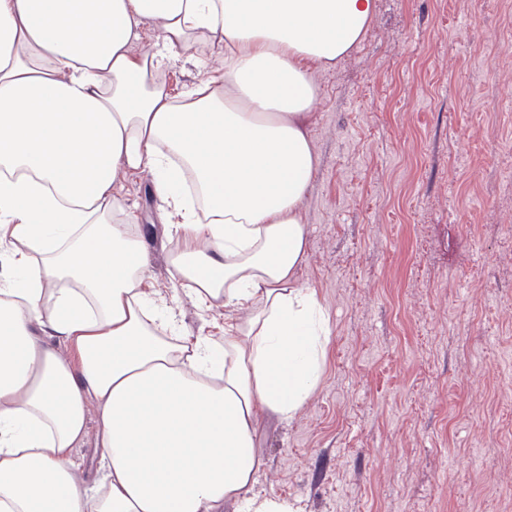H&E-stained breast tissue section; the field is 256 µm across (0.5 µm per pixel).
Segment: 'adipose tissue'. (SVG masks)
Here are the masks:
<instances>
[{
    "label": "adipose tissue",
    "instance_id": "obj_1",
    "mask_svg": "<svg viewBox=\"0 0 512 512\" xmlns=\"http://www.w3.org/2000/svg\"><path fill=\"white\" fill-rule=\"evenodd\" d=\"M373 8L0 0V512H291L254 486L261 424L302 411L330 337L296 275L311 72ZM200 39L224 67L174 97L157 77ZM139 172L179 218L175 278L198 308L224 302L223 344L158 306L142 237L109 220L118 174ZM90 435L92 473L74 457Z\"/></svg>",
    "mask_w": 512,
    "mask_h": 512
}]
</instances>
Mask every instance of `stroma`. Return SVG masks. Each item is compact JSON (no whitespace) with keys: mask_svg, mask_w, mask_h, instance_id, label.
<instances>
[{"mask_svg":"<svg viewBox=\"0 0 512 512\" xmlns=\"http://www.w3.org/2000/svg\"><path fill=\"white\" fill-rule=\"evenodd\" d=\"M312 77L298 282L332 334L302 412L263 422L254 490L297 512H506L512 0H374L359 43ZM115 194L159 300L220 339L223 303L201 311L171 285L179 243L152 176Z\"/></svg>","mask_w":512,"mask_h":512,"instance_id":"35a3bbf8","label":"stroma"}]
</instances>
